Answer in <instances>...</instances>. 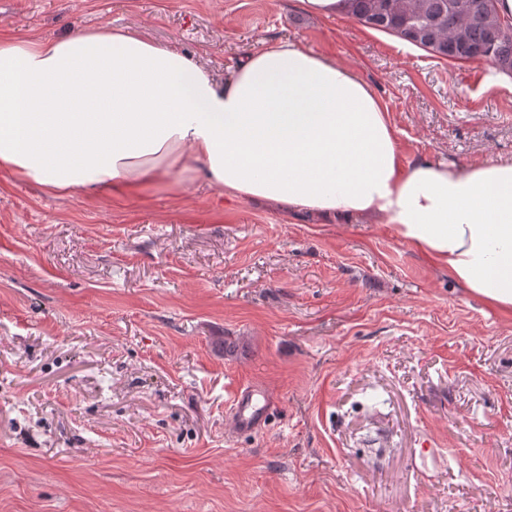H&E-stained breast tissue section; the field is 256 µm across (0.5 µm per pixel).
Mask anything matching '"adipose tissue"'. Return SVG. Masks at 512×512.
<instances>
[{"instance_id":"adipose-tissue-1","label":"adipose tissue","mask_w":512,"mask_h":512,"mask_svg":"<svg viewBox=\"0 0 512 512\" xmlns=\"http://www.w3.org/2000/svg\"><path fill=\"white\" fill-rule=\"evenodd\" d=\"M194 165L220 195L291 216H382L512 311V163L403 166L386 107L336 60L275 41L221 80L129 28L0 39V169L122 200Z\"/></svg>"}]
</instances>
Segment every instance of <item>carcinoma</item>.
<instances>
[{"mask_svg":"<svg viewBox=\"0 0 512 512\" xmlns=\"http://www.w3.org/2000/svg\"><path fill=\"white\" fill-rule=\"evenodd\" d=\"M479 6L466 14L452 8L454 0H352V15L364 24L390 34L432 55L454 60L483 59L512 75V21L494 28L500 18L498 0H477ZM466 30L460 43L458 28Z\"/></svg>","mask_w":512,"mask_h":512,"instance_id":"cac0c4a2","label":"carcinoma"}]
</instances>
